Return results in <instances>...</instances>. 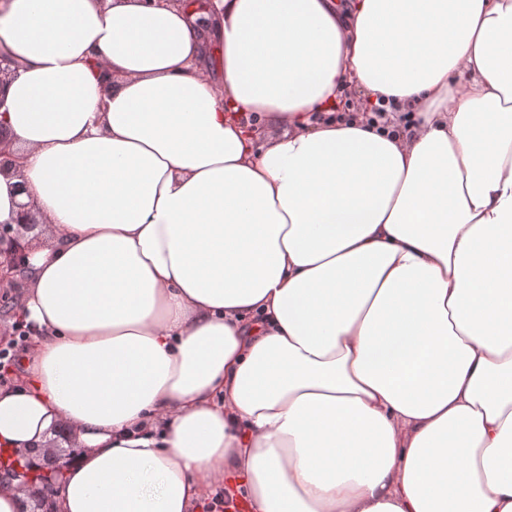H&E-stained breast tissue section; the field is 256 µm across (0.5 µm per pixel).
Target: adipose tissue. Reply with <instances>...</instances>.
Instances as JSON below:
<instances>
[{
  "label": "adipose tissue",
  "mask_w": 512,
  "mask_h": 512,
  "mask_svg": "<svg viewBox=\"0 0 512 512\" xmlns=\"http://www.w3.org/2000/svg\"><path fill=\"white\" fill-rule=\"evenodd\" d=\"M0 54L54 231L0 512L61 424L50 512H512V0H0Z\"/></svg>",
  "instance_id": "1"
}]
</instances>
